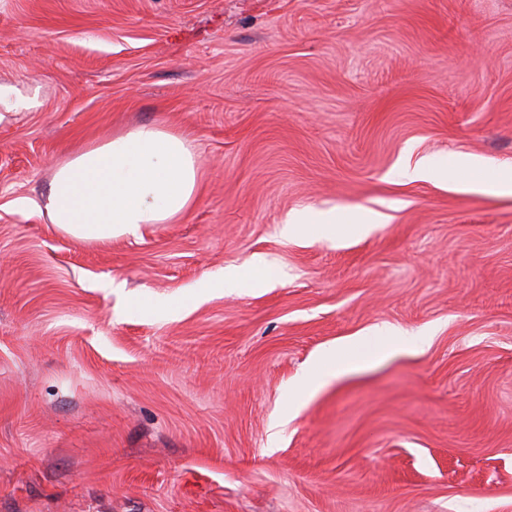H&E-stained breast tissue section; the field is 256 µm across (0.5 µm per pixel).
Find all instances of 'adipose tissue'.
I'll use <instances>...</instances> for the list:
<instances>
[{
	"instance_id": "1",
	"label": "adipose tissue",
	"mask_w": 512,
	"mask_h": 512,
	"mask_svg": "<svg viewBox=\"0 0 512 512\" xmlns=\"http://www.w3.org/2000/svg\"><path fill=\"white\" fill-rule=\"evenodd\" d=\"M199 192L196 152L182 134L144 124L85 148L60 163L45 207L51 221L74 238L105 242L137 236L146 224L184 216ZM410 336L354 337L314 359L297 395L330 380L368 370L404 352L420 349Z\"/></svg>"
}]
</instances>
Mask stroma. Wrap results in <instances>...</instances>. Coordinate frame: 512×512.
Returning <instances> with one entry per match:
<instances>
[{
    "instance_id": "35a3bbf8",
    "label": "stroma",
    "mask_w": 512,
    "mask_h": 512,
    "mask_svg": "<svg viewBox=\"0 0 512 512\" xmlns=\"http://www.w3.org/2000/svg\"><path fill=\"white\" fill-rule=\"evenodd\" d=\"M0 85V512H512V196L460 188L512 172V0H0ZM149 122L187 215L52 224L56 165ZM377 330L427 343L289 417ZM312 223L315 228L310 225ZM336 214L335 213H317L312 221L306 218L302 213L297 212L289 214L288 220L285 224L288 226L289 233H299L301 231L310 233L318 232L322 235H329L336 232Z\"/></svg>"
}]
</instances>
